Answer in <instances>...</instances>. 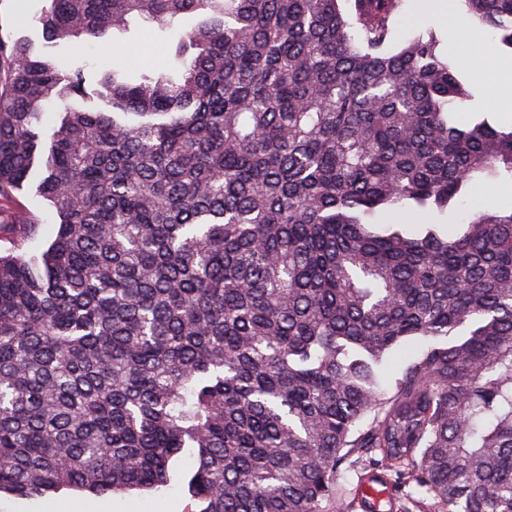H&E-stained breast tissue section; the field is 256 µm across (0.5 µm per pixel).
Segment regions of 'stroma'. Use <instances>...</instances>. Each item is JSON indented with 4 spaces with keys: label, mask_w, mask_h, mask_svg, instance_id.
<instances>
[{
    "label": "stroma",
    "mask_w": 512,
    "mask_h": 512,
    "mask_svg": "<svg viewBox=\"0 0 512 512\" xmlns=\"http://www.w3.org/2000/svg\"><path fill=\"white\" fill-rule=\"evenodd\" d=\"M444 0H403L396 24L393 43L402 45L425 31L435 32L441 50L453 62H461L464 54H472L476 61L500 56L498 38L492 30H484L483 41L475 50L456 42L452 29L458 22L456 13L443 5ZM47 0H0V35L30 43L36 50L51 58L62 69L83 70L88 88H95L101 71L111 69L112 53L92 43L70 41L52 42L46 39L39 16ZM195 17H183L177 27L161 32L150 25L139 24L129 34L123 48L124 55L137 58L140 66L150 67L163 61L161 50L165 43L177 41L181 32L194 26ZM41 172H33L17 194V201L42 219L34 250H45L57 232V217L37 192ZM508 209L512 207V187L477 188L457 211L442 216V223H462L477 208ZM195 503L180 485H172L160 493L133 490L125 494L93 496L76 490L50 493L42 497L23 499L9 494L0 495V512H194Z\"/></svg>",
    "instance_id": "1"
}]
</instances>
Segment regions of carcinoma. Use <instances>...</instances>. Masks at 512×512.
Masks as SVG:
<instances>
[{
	"mask_svg": "<svg viewBox=\"0 0 512 512\" xmlns=\"http://www.w3.org/2000/svg\"><path fill=\"white\" fill-rule=\"evenodd\" d=\"M402 0H49L50 40L197 23L87 100L0 35V493L160 492L198 512H355V456L443 512H512V124ZM512 53V0H448ZM57 100L44 141L41 111ZM59 218L16 205L33 168ZM415 347L387 388L382 364ZM497 209H509L512 207V187L498 186L494 188L479 187L473 195L464 202L455 212L439 217L443 224H448L451 231L455 232L454 224H461L468 215L479 207ZM373 474L380 475V471L372 470L365 459L352 467L344 465L337 478L336 487L343 494L354 495L364 478L370 477Z\"/></svg>",
	"mask_w": 512,
	"mask_h": 512,
	"instance_id": "carcinoma-1",
	"label": "carcinoma"
}]
</instances>
